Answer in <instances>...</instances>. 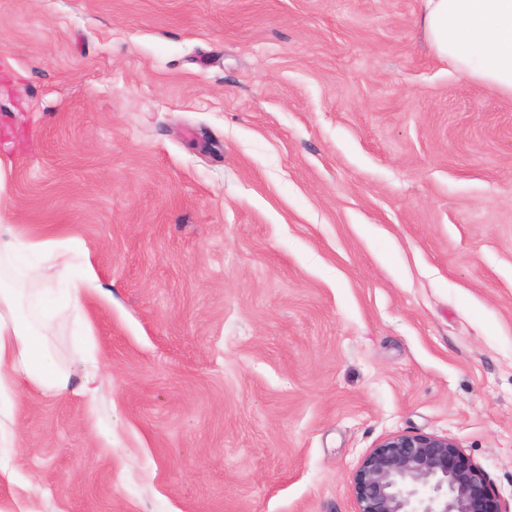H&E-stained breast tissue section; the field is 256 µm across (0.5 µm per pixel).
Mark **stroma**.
Masks as SVG:
<instances>
[{"mask_svg": "<svg viewBox=\"0 0 512 512\" xmlns=\"http://www.w3.org/2000/svg\"><path fill=\"white\" fill-rule=\"evenodd\" d=\"M419 14L0 0V224L71 249L23 303L73 384L0 423V512H357L397 434L512 512V98ZM96 275L94 273V270L90 267L84 278L77 281L72 285L71 291H72V307L74 310H79L81 307L82 298L85 295H90L92 293H95L97 290H99L97 284H96Z\"/></svg>", "mask_w": 512, "mask_h": 512, "instance_id": "1", "label": "stroma"}]
</instances>
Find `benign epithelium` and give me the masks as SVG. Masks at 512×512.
I'll list each match as a JSON object with an SVG mask.
<instances>
[{
  "instance_id": "benign-epithelium-1",
  "label": "benign epithelium",
  "mask_w": 512,
  "mask_h": 512,
  "mask_svg": "<svg viewBox=\"0 0 512 512\" xmlns=\"http://www.w3.org/2000/svg\"><path fill=\"white\" fill-rule=\"evenodd\" d=\"M358 512H503L485 470L448 437L383 440L353 477Z\"/></svg>"
}]
</instances>
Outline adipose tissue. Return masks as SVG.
<instances>
[{
    "mask_svg": "<svg viewBox=\"0 0 512 512\" xmlns=\"http://www.w3.org/2000/svg\"><path fill=\"white\" fill-rule=\"evenodd\" d=\"M422 34L435 55L466 81L512 97V0H421ZM68 265L58 241L22 239L11 225H0V417H11L23 387L44 393L70 388L69 372L54 357L52 323L25 313L19 283L40 276L33 256Z\"/></svg>",
    "mask_w": 512,
    "mask_h": 512,
    "instance_id": "1",
    "label": "adipose tissue"
}]
</instances>
